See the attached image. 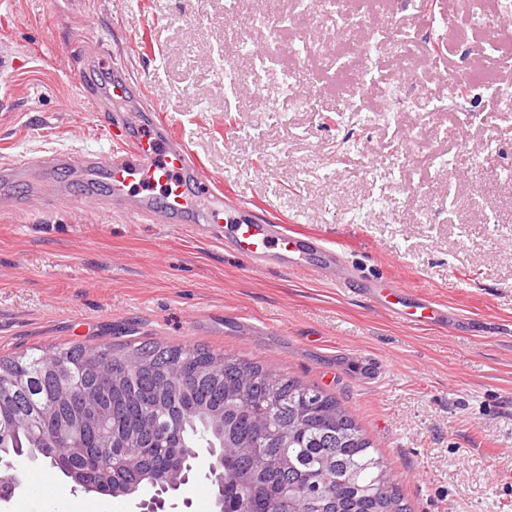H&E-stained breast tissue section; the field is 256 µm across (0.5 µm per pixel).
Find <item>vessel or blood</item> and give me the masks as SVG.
<instances>
[{
  "label": "vessel or blood",
  "mask_w": 512,
  "mask_h": 512,
  "mask_svg": "<svg viewBox=\"0 0 512 512\" xmlns=\"http://www.w3.org/2000/svg\"><path fill=\"white\" fill-rule=\"evenodd\" d=\"M85 95L96 98L105 127L121 113L117 142L104 154L73 158L52 153L20 157L0 165V197L19 208L41 198L95 212L113 209L139 220L205 230L239 255L253 271L274 265L312 274L332 271L338 287L380 302L391 317L414 327L445 324L456 331L472 324L397 280H372L347 264L340 249L317 235L288 231L234 203L212 179L190 148L180 142L142 84L124 62L88 56L79 73ZM71 171L74 183L60 179ZM410 301L412 311L398 308Z\"/></svg>",
  "instance_id": "1"
}]
</instances>
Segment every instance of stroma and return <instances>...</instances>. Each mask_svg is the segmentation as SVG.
I'll list each match as a JSON object with an SVG mask.
<instances>
[{
    "instance_id": "obj_1",
    "label": "stroma",
    "mask_w": 512,
    "mask_h": 512,
    "mask_svg": "<svg viewBox=\"0 0 512 512\" xmlns=\"http://www.w3.org/2000/svg\"><path fill=\"white\" fill-rule=\"evenodd\" d=\"M487 10L512 16L496 0H345L337 24L318 0L279 16L262 0H0V164L108 151L75 78L94 48L228 194L479 323L411 329L331 277L249 270L205 233L35 201L0 205V354L148 341L269 365L347 407L411 512H512V118L495 94L512 88V36ZM259 47L294 78L254 79ZM446 67L477 73L466 101ZM22 468L0 512L45 482L35 512H139L43 460Z\"/></svg>"
}]
</instances>
